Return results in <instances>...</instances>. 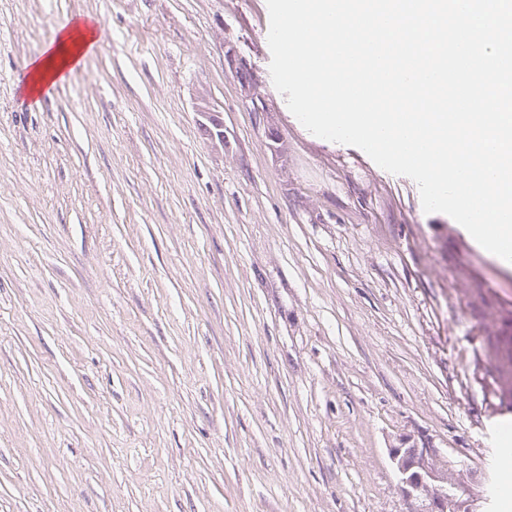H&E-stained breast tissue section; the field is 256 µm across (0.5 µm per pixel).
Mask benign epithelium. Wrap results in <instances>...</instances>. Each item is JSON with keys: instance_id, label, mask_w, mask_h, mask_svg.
I'll list each match as a JSON object with an SVG mask.
<instances>
[{"instance_id": "1", "label": "benign epithelium", "mask_w": 512, "mask_h": 512, "mask_svg": "<svg viewBox=\"0 0 512 512\" xmlns=\"http://www.w3.org/2000/svg\"><path fill=\"white\" fill-rule=\"evenodd\" d=\"M389 456L398 476V490L414 512H474V487L482 482L479 473L463 467V479L452 486V490H441L433 497L420 496L422 489L430 483L445 484L448 474L432 471L428 461L439 459L449 468H457L445 450L437 447L431 439L421 444L389 449Z\"/></svg>"}]
</instances>
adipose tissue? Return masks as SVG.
Listing matches in <instances>:
<instances>
[{"mask_svg": "<svg viewBox=\"0 0 512 512\" xmlns=\"http://www.w3.org/2000/svg\"><path fill=\"white\" fill-rule=\"evenodd\" d=\"M98 24V19L91 15L73 20L61 27L56 40L38 59L27 64L24 91L30 99L41 97L80 63L87 45L97 37Z\"/></svg>", "mask_w": 512, "mask_h": 512, "instance_id": "obj_1", "label": "adipose tissue"}]
</instances>
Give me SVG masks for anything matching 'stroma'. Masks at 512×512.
Segmentation results:
<instances>
[{
  "instance_id": "35a3bbf8",
  "label": "stroma",
  "mask_w": 512,
  "mask_h": 512,
  "mask_svg": "<svg viewBox=\"0 0 512 512\" xmlns=\"http://www.w3.org/2000/svg\"><path fill=\"white\" fill-rule=\"evenodd\" d=\"M268 32L266 0H0V512H408L389 450L424 437L504 512L512 265L307 131ZM99 20L87 15L83 19H74L60 28L56 40L52 41L43 54L26 65L24 91L36 100L45 90L65 79V75L79 65L88 44L97 37Z\"/></svg>"
}]
</instances>
